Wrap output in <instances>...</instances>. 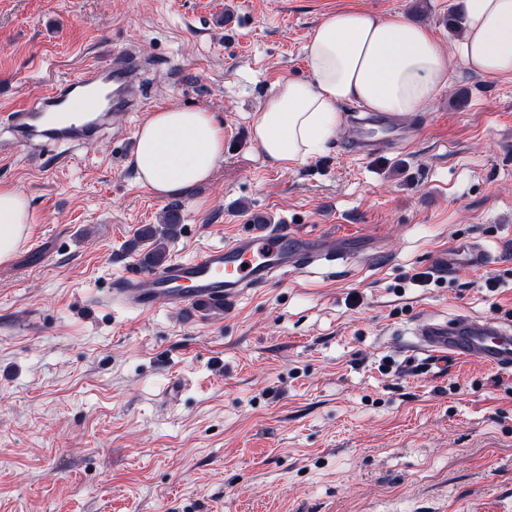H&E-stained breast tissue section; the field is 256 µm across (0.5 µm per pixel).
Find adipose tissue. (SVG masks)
Listing matches in <instances>:
<instances>
[{"label": "adipose tissue", "mask_w": 512, "mask_h": 512, "mask_svg": "<svg viewBox=\"0 0 512 512\" xmlns=\"http://www.w3.org/2000/svg\"><path fill=\"white\" fill-rule=\"evenodd\" d=\"M465 66L512 79V0H461ZM307 74L278 79L253 112L252 136L266 160L290 170L321 153L340 129L342 104L409 117L449 85L452 57L425 26L363 10L326 15L304 47ZM136 179L158 199L208 181L224 156V126L204 108L149 113L136 131ZM34 218L21 189L0 188V263L26 243Z\"/></svg>", "instance_id": "obj_1"}]
</instances>
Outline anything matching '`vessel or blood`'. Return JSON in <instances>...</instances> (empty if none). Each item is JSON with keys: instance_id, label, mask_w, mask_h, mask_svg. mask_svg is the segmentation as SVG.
<instances>
[{"instance_id": "b4317fda", "label": "vessel or blood", "mask_w": 512, "mask_h": 512, "mask_svg": "<svg viewBox=\"0 0 512 512\" xmlns=\"http://www.w3.org/2000/svg\"><path fill=\"white\" fill-rule=\"evenodd\" d=\"M138 71L137 63L128 58L85 69L56 84L41 103L15 108L8 115L10 127L21 139L34 132L51 140L90 139L94 117L110 109L106 95L130 96ZM401 122V117L392 115L355 119L351 124L353 150L379 154L378 145L366 136L367 126L378 123L390 128ZM461 257L479 269L491 263L479 243L466 241L441 256L439 264L451 267ZM349 258L335 243L299 236L282 226L254 225L222 244L201 248L190 258L114 275L104 297L141 314L167 303L180 307L187 319L194 321L231 307L248 289L263 287L300 269ZM410 334L416 350L437 370H446L452 362L469 361L512 371V323L465 316L438 319L424 314L414 320Z\"/></svg>"}]
</instances>
